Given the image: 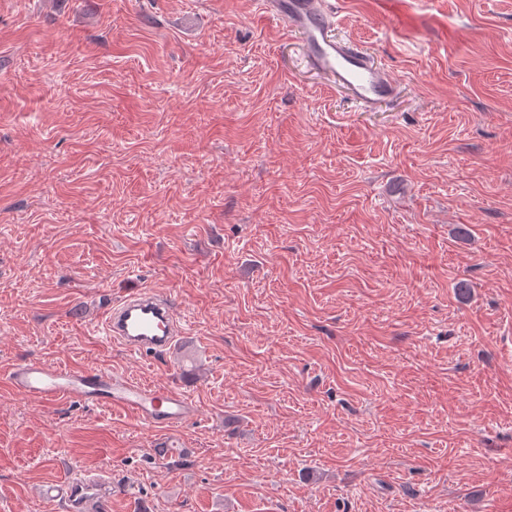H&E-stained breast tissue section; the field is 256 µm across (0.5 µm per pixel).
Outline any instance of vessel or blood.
I'll use <instances>...</instances> for the list:
<instances>
[{
    "instance_id": "b4317fda",
    "label": "vessel or blood",
    "mask_w": 512,
    "mask_h": 512,
    "mask_svg": "<svg viewBox=\"0 0 512 512\" xmlns=\"http://www.w3.org/2000/svg\"><path fill=\"white\" fill-rule=\"evenodd\" d=\"M260 5L265 14L300 36L311 69L350 101L368 108L393 97L396 83L391 76L362 49L337 40L335 13L327 0H260ZM100 330L131 353L152 355L169 350L184 335L185 323L170 298L141 289L114 301L101 318ZM7 380L13 390L38 402L76 399L130 412L144 424L168 431L195 414L186 394L117 373L27 360L14 365ZM109 487L106 474L100 473L51 484L41 494L69 512H97Z\"/></svg>"
}]
</instances>
